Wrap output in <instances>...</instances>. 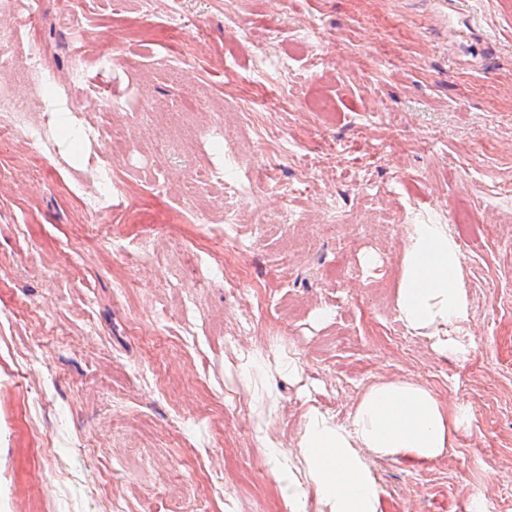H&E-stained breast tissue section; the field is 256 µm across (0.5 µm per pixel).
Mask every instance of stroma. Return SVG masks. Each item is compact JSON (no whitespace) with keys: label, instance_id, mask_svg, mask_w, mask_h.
Masks as SVG:
<instances>
[{"label":"stroma","instance_id":"stroma-1","mask_svg":"<svg viewBox=\"0 0 512 512\" xmlns=\"http://www.w3.org/2000/svg\"><path fill=\"white\" fill-rule=\"evenodd\" d=\"M18 20L43 77L23 41L0 88L47 146L31 165L0 129V512H286L257 429L296 453L310 407L346 424L391 382L469 419L437 458L369 457L383 512H512V0H35ZM413 224L460 248L465 357L399 318Z\"/></svg>","mask_w":512,"mask_h":512}]
</instances>
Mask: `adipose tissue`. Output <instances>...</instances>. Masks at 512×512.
<instances>
[{"label":"adipose tissue","mask_w":512,"mask_h":512,"mask_svg":"<svg viewBox=\"0 0 512 512\" xmlns=\"http://www.w3.org/2000/svg\"><path fill=\"white\" fill-rule=\"evenodd\" d=\"M397 309L405 324L428 331L440 355H460L462 345L448 327L467 317L461 281L462 255L444 224L412 225L404 246ZM462 416L448 417L427 389L403 382L376 385L361 397L350 424L318 408L306 413L298 452L300 465L269 448L279 492L289 512H381V496L365 458L430 460L450 445Z\"/></svg>","instance_id":"adipose-tissue-1"}]
</instances>
